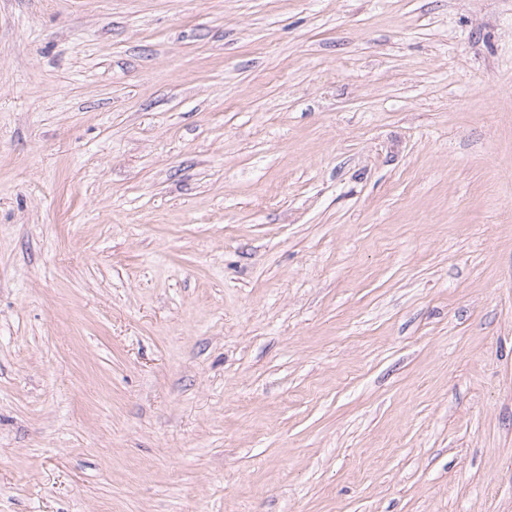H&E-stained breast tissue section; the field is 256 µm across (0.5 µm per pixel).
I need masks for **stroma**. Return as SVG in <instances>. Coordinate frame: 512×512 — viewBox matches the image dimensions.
<instances>
[{
	"mask_svg": "<svg viewBox=\"0 0 512 512\" xmlns=\"http://www.w3.org/2000/svg\"><path fill=\"white\" fill-rule=\"evenodd\" d=\"M0 512H512V0H0Z\"/></svg>",
	"mask_w": 512,
	"mask_h": 512,
	"instance_id": "obj_1",
	"label": "stroma"
}]
</instances>
